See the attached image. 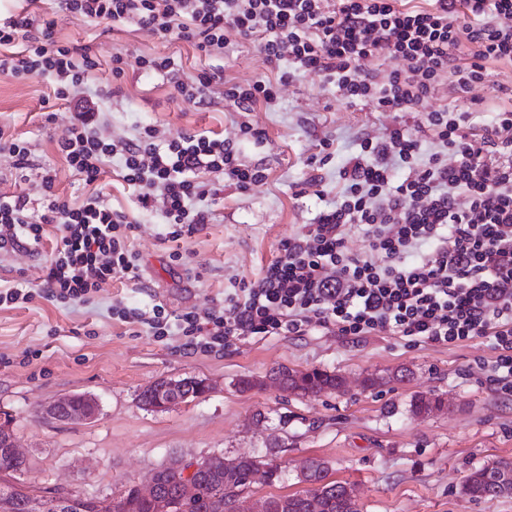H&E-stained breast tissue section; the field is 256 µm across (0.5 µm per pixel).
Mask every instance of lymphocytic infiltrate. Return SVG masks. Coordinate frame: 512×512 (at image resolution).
Segmentation results:
<instances>
[{"mask_svg": "<svg viewBox=\"0 0 512 512\" xmlns=\"http://www.w3.org/2000/svg\"><path fill=\"white\" fill-rule=\"evenodd\" d=\"M58 7L93 22L133 23L208 55L223 52L224 31L233 29L277 74L225 85V98L242 110L273 104L279 85L315 72L347 102L423 112L437 147L422 155L402 121L383 137L363 138L339 172L335 201L253 281L225 292L223 308L149 320L124 308L120 321L148 322L158 336L176 326L195 352L300 334L313 323L341 336L390 333L441 345L486 337L497 353L492 379L512 394V87L497 86L506 104L480 127L472 113L428 106L442 84L462 96L486 82L492 64L512 65V0H58ZM380 57L403 66L379 80L365 63ZM96 66L88 50L55 39L52 22L38 31L20 14L0 24L1 76L53 78L56 98L74 101ZM99 123L85 108L55 141L90 189L82 200L59 195L49 177L39 219L30 216L27 193L0 200V253H36L52 239L44 286L60 301L86 299L116 276L141 278L129 244L135 219L103 199L112 157L123 181L138 187L141 208L159 210L174 240L210 223L206 202L221 180L245 190L267 178L264 167L241 163L228 139L165 140L147 126L135 139L108 142ZM354 230L367 241L365 254L346 248Z\"/></svg>", "mask_w": 512, "mask_h": 512, "instance_id": "obj_1", "label": "lymphocytic infiltrate"}]
</instances>
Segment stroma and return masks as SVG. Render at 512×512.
I'll return each instance as SVG.
<instances>
[{"instance_id": "stroma-1", "label": "stroma", "mask_w": 512, "mask_h": 512, "mask_svg": "<svg viewBox=\"0 0 512 512\" xmlns=\"http://www.w3.org/2000/svg\"><path fill=\"white\" fill-rule=\"evenodd\" d=\"M36 13L54 20L58 40L89 46L98 60L84 92L101 113L104 137L130 139L145 125L158 127L165 138L217 133L237 142L242 163L264 164L268 178L246 191L225 185L210 204L211 224L175 243L167 240L157 212L140 209L136 191L118 176L119 161L109 163L104 199L136 219L130 244L141 279L106 280L85 303L45 298L40 284L51 244L37 254H0V289L19 286L33 294L29 303L0 307V422L9 421L27 460L30 489L117 497L127 483L148 479L175 458L250 454L283 471L274 484L255 474L244 496L260 499L304 490L300 465L316 457L326 462L329 479L355 490L359 512H512V494L476 500L463 490L473 468L512 462V395L497 392L489 380L494 353L488 339L448 346L389 333L339 336L314 327L301 336H250L221 352L189 354L178 333L158 339L148 326L112 316L116 307L148 313L159 307L169 314L223 307L225 289L253 280L283 243L305 232L334 198L339 166L359 151L362 138L385 134L395 113L367 101L346 102L314 72L280 86L274 104L244 112L225 100V84H247L269 70L254 44L234 31L226 33L223 54L204 56L131 23H97L62 12L56 0H40ZM158 54L174 56L184 79L218 73L211 104L175 99L168 77L160 74L131 68L113 78V56ZM493 84L457 100L443 86L429 105L456 102L460 110L478 111L485 124L500 103ZM73 112V104L55 99L51 81L0 76V126L27 141L34 159L21 176L0 156V197L24 191L33 210H40L41 181L48 174L58 193L82 198L83 181L52 142ZM244 122L263 129L264 141L242 138ZM326 137L334 142L333 158L315 182L306 160ZM176 250L184 253L178 262L170 258ZM282 365L337 372L346 387L317 396L283 393L272 378ZM402 369L410 371L409 380L374 390L363 386L369 374ZM185 376L206 379L211 391L164 412L139 405L145 386ZM244 376L262 380V387L239 391ZM72 393L98 400L94 420L42 416L45 405ZM416 395L442 397L448 409L412 415Z\"/></svg>"}]
</instances>
